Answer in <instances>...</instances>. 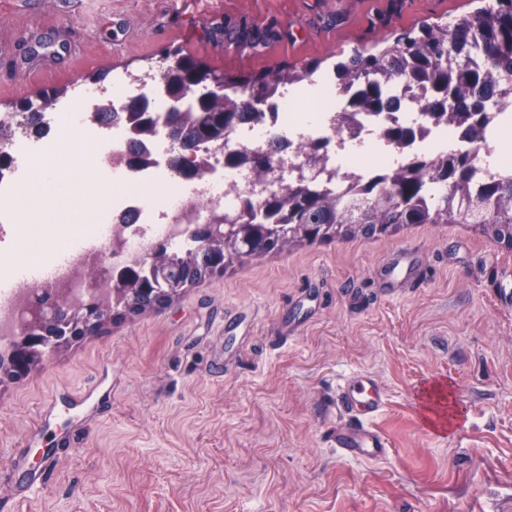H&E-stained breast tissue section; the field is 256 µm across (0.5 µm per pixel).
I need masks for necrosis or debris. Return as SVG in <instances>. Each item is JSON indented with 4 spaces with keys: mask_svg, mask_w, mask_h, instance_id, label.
Wrapping results in <instances>:
<instances>
[{
    "mask_svg": "<svg viewBox=\"0 0 512 512\" xmlns=\"http://www.w3.org/2000/svg\"><path fill=\"white\" fill-rule=\"evenodd\" d=\"M395 96L399 105L394 110L379 114L350 112V125L358 140H374L384 126L406 124L412 128L413 136L396 148L405 157L421 155L433 162L440 160L442 152L435 149L434 143L446 133L454 138L457 150L476 148L467 137L465 125L442 128L429 124L414 112L413 100L404 91H396ZM134 97L147 99L150 111L160 117L175 106L156 82L127 79L121 91L112 95V107L119 116L108 125L95 117L101 101L99 93L82 86L73 90L59 111L38 113L33 129L20 130V113H0V126L14 130L11 138L0 142V154L10 160L8 167L0 169V202L13 199L31 181L34 158H62L63 147L57 133L67 129L78 131L90 150L86 175L109 180L119 187L112 195L108 212L86 234L84 243H77L69 225H58L56 236L62 247L67 248L69 259L44 285L29 280L25 266L16 264L11 254L13 244L27 238V225L10 214L0 218V274L9 282L8 288L0 292V353L9 352L17 326L29 306L41 300L52 302L61 294L74 305L86 300L87 265L108 261L117 270L145 260L159 241L166 242L172 251H180L187 245L194 225L207 224L214 216L234 212L244 194L260 193L248 161L254 151L275 148L278 173L288 179L298 174L303 145L324 142L326 170L312 173L310 182L316 186L332 185L348 199L359 198L361 188L375 169L368 162L347 160L351 139L339 132L335 113H320L315 122L306 123L301 113L289 111L287 101L276 95L262 112L235 127L227 147L199 148L197 155L204 168L201 179L189 181L179 174L172 164L173 145L161 134L142 145L147 164L131 168L122 161L132 139L130 121L123 116L122 109ZM476 149L485 154L490 147L485 144ZM151 183L169 186L170 194L159 203L146 202L139 189Z\"/></svg>",
    "mask_w": 512,
    "mask_h": 512,
    "instance_id": "4bbe7bcc",
    "label": "necrosis or debris"
}]
</instances>
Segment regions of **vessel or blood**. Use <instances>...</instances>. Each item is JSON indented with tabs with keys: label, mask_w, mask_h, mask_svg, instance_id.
<instances>
[{
	"label": "vessel or blood",
	"mask_w": 512,
	"mask_h": 512,
	"mask_svg": "<svg viewBox=\"0 0 512 512\" xmlns=\"http://www.w3.org/2000/svg\"><path fill=\"white\" fill-rule=\"evenodd\" d=\"M331 404L341 418L327 438L344 458L377 461L388 455L389 443L373 425L385 408V393L371 375L340 385Z\"/></svg>",
	"instance_id": "obj_1"
}]
</instances>
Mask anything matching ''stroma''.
Here are the masks:
<instances>
[{
  "label": "stroma",
  "mask_w": 512,
  "mask_h": 512,
  "mask_svg": "<svg viewBox=\"0 0 512 512\" xmlns=\"http://www.w3.org/2000/svg\"><path fill=\"white\" fill-rule=\"evenodd\" d=\"M480 0H0V113L43 91L158 67L324 68ZM102 181L30 182L33 244L108 209ZM512 248L473 224H407L246 262L108 322L0 383V512H512ZM368 372L379 461L327 440L331 395ZM451 383L464 420L423 423ZM91 391L83 406L74 391Z\"/></svg>",
  "instance_id": "1"
}]
</instances>
